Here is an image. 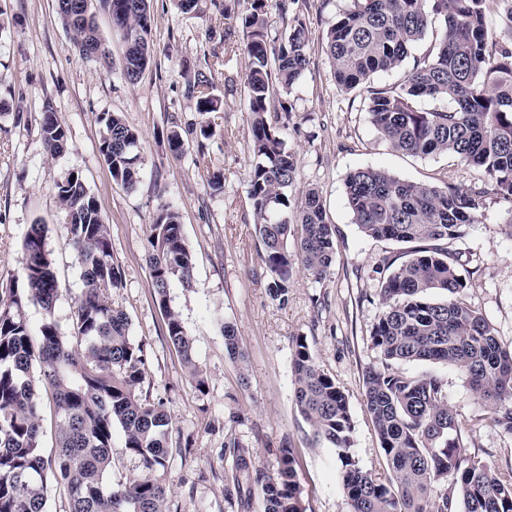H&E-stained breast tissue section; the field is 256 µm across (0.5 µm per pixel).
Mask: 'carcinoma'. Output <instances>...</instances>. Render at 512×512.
Listing matches in <instances>:
<instances>
[{"instance_id": "carcinoma-1", "label": "carcinoma", "mask_w": 512, "mask_h": 512, "mask_svg": "<svg viewBox=\"0 0 512 512\" xmlns=\"http://www.w3.org/2000/svg\"><path fill=\"white\" fill-rule=\"evenodd\" d=\"M59 16L80 54L103 45L89 0L78 16L59 0ZM112 16L124 45L123 77L135 84L150 63L152 18L147 0H99ZM489 0H351L327 21L325 50L336 86L364 96L370 123L389 148L413 156L448 154L479 167L483 185L464 189L408 181L376 168H358L345 180L352 223L367 237L406 245L378 286L383 311L370 337L381 363L365 371V406L391 473L374 481L349 456L354 424L347 396L324 373L305 339L295 338L294 397L317 443L336 448L343 489L351 512H512V471L496 472L466 454L463 425L448 407L445 382L433 374L410 376L398 365L441 362L462 372L489 408L490 420L512 433V348L502 347L495 329L460 298L466 284L443 242L474 220L492 194L512 205V39L489 32ZM224 18V39L242 34L249 58L244 80L251 120V160L246 178L270 275L272 298L288 301L292 261L316 279L336 262L335 227L327 221L318 190L297 196V160L284 134L287 123L269 121L274 96L283 119L288 100L307 70L309 38L303 11L309 0H236L232 8L213 0ZM277 16L280 27L271 26ZM435 32L419 55L413 49ZM403 72L392 86L374 87L379 72ZM207 76L187 79L185 94L197 112L220 109ZM442 105L429 110L417 101ZM99 153L112 179L124 190L141 179L139 132L118 113H104ZM41 135L48 155L62 154L64 126L45 110ZM172 155L187 150L181 132L167 135ZM66 213L83 289L64 332L53 318L57 276L46 245L45 225H29L23 241L22 286L0 298V512H48V478L68 494L69 512H168V490L151 472L168 462L170 416L163 405L142 395L146 377L143 344L130 335L127 314L112 305V290L123 286L112 258L109 230L82 174L55 182ZM295 251L288 252V240ZM150 270L166 336L188 376L204 386L194 360V340L168 304L172 280L191 282L192 255L182 235L179 213L160 209L151 225ZM45 313L38 332L26 308ZM229 356L245 363L232 325L223 327ZM51 390L57 414V448L51 458L40 446L39 390ZM125 435L124 452L143 473L124 483L105 484L112 472V431ZM231 479L237 487L259 488L261 512H305L293 449L280 450L275 473L255 468L232 433ZM453 483H448V477Z\"/></svg>"}]
</instances>
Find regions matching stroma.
I'll return each instance as SVG.
<instances>
[{
  "mask_svg": "<svg viewBox=\"0 0 512 512\" xmlns=\"http://www.w3.org/2000/svg\"><path fill=\"white\" fill-rule=\"evenodd\" d=\"M350 0H311L305 14L311 63L289 100L287 141L298 163L295 192L315 187L336 226V263L323 279L294 265L287 303L272 299L248 196L250 118L243 95L248 58L243 38L224 40V21L211 0L185 14L178 0H148L153 56L137 84L122 76L123 44L111 15L95 9L109 63L81 56L57 16L56 0H0V294L23 264L22 240L30 224L46 226L59 297L55 318L68 328L82 291L81 269L54 184L80 172L109 227L112 256L123 286L112 303L128 316L132 338L146 354L144 395L162 401L171 417L170 456L154 477L168 489L169 512H239L237 492L225 480L234 458L224 451L233 432L256 468L273 473L282 444L296 453L306 512H351L342 485V463L330 445H313L292 382L295 337H304L317 363L348 397L354 431L349 454L380 483L390 472L364 403L363 375L379 364L370 330L383 306L376 294L383 258L402 247L363 235L347 205L344 181L373 167L411 181L448 180L470 188L482 173L445 154L411 156L392 151L371 125L362 99L340 91L324 48L326 22ZM203 71L219 111L199 117L184 84ZM68 131V147L46 155L40 135L44 111ZM118 113L141 136V182L128 192L112 179L99 147L103 113ZM206 121L216 134L204 149L173 157L164 138L170 128L188 133ZM224 175L211 192L210 173ZM178 211L194 256L191 285L172 281L169 305L195 342L204 380L197 388L168 342L165 318L147 262L150 226L160 206ZM506 204L488 198L472 223L448 243L466 281L464 299L494 325L503 347H512V238L501 230ZM234 325L245 363L225 349L222 323ZM412 376L433 373L446 383L449 406L466 421L471 456L496 471L512 467V434L486 424L485 409L464 374L442 363H404Z\"/></svg>",
  "mask_w": 512,
  "mask_h": 512,
  "instance_id": "obj_1",
  "label": "stroma"
}]
</instances>
